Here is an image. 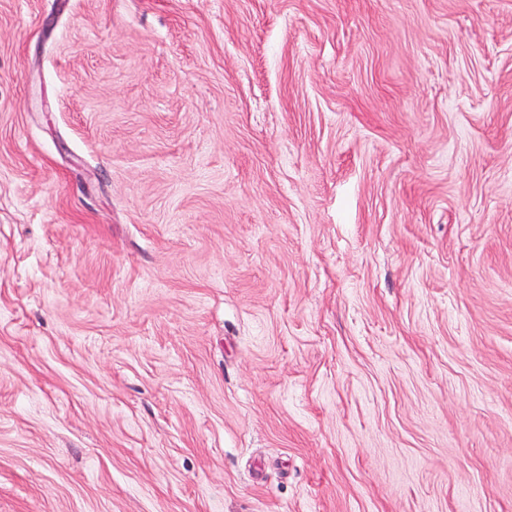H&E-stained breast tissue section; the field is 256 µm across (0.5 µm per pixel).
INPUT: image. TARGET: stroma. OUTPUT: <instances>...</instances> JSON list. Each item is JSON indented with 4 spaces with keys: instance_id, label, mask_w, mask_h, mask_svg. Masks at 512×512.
Listing matches in <instances>:
<instances>
[{
    "instance_id": "1",
    "label": "stroma",
    "mask_w": 512,
    "mask_h": 512,
    "mask_svg": "<svg viewBox=\"0 0 512 512\" xmlns=\"http://www.w3.org/2000/svg\"><path fill=\"white\" fill-rule=\"evenodd\" d=\"M0 512H512V0H0Z\"/></svg>"
}]
</instances>
